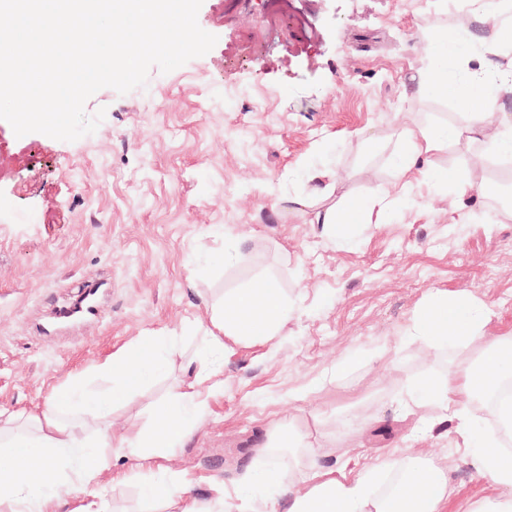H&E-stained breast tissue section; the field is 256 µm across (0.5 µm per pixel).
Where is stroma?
Here are the masks:
<instances>
[{
	"label": "stroma",
	"instance_id": "35a3bbf8",
	"mask_svg": "<svg viewBox=\"0 0 512 512\" xmlns=\"http://www.w3.org/2000/svg\"><path fill=\"white\" fill-rule=\"evenodd\" d=\"M203 0L200 27L217 42L204 56L121 95L104 88L85 104L104 111L73 142L16 137L0 120V411L33 412L150 332L177 339L169 370L112 415L113 428L145 424L151 404L195 379L185 367L203 343L210 301L276 274L300 307L286 335L229 344L224 388L193 436L169 457L137 465L113 453L101 476L108 512H146L142 484L155 473L202 500L224 496L237 512L245 476L267 464L264 444L281 423L303 424L318 462L352 476L407 449L448 463L449 512H468L485 484L452 423L423 427L404 412L405 383L443 366L406 329L434 293H467L512 334V211L438 201L412 187L403 219L373 225L353 243L322 236L315 208L291 199L315 189L340 203L395 182L394 135L426 114L465 122L452 100L414 79L428 60V27L475 29L460 0ZM307 21L310 40L294 26ZM484 153L481 168L475 154ZM335 173L317 179L320 164ZM434 167L495 183L512 195V157L465 141ZM243 245L236 267L225 240ZM104 290L98 318L65 321L59 309L88 284ZM378 345L377 362L322 387L336 360ZM363 422L337 426L358 406Z\"/></svg>",
	"mask_w": 512,
	"mask_h": 512
}]
</instances>
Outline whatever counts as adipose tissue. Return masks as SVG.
<instances>
[{"instance_id":"1","label":"adipose tissue","mask_w":512,"mask_h":512,"mask_svg":"<svg viewBox=\"0 0 512 512\" xmlns=\"http://www.w3.org/2000/svg\"><path fill=\"white\" fill-rule=\"evenodd\" d=\"M477 45L492 49L485 37L468 29L431 41L420 85L431 97L457 100L467 121L404 127L393 160L398 178L414 176L437 191L451 188L460 203L487 197L491 186L453 170L423 168V161L464 139L512 155V118L499 108L501 93L512 91V71L471 67ZM404 205L403 196L376 189L324 209L318 222L323 234L345 242L359 225L390 223ZM298 315L276 276L225 289L204 331L198 383L208 384V392L220 390L227 343L271 341L284 335ZM407 337L440 355L460 353L461 362L448 363L445 372L409 380L405 403L421 421L454 422L477 472L490 478L492 494L473 503L470 512H512V452L505 448L512 438V399L499 395L512 382V336L494 335L482 306L468 294L436 293L413 316ZM173 352L171 337H139L98 365V375L110 382L107 389L92 392L75 379L39 412H0V452L8 457L0 463V512H57L64 493L97 484L113 450L146 462L165 457L191 437L209 404L208 393L196 390H177L156 401L152 429L112 427L113 409L164 373ZM265 452L269 468L249 479L265 492L253 512H277L278 495L299 480L307 489L294 497L289 512H447L445 472L419 450L384 459L351 477L339 476L318 464L315 448L289 422L272 433ZM141 495L173 512L232 509L220 497L198 500L172 480L145 483Z\"/></svg>"}]
</instances>
